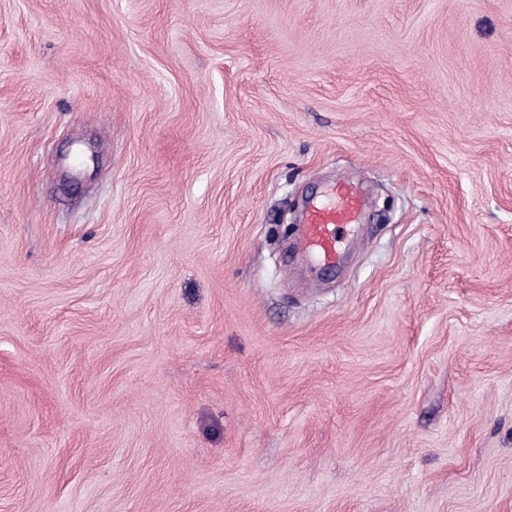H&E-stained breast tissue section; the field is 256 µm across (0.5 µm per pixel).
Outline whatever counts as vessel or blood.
<instances>
[{
	"instance_id": "b4317fda",
	"label": "vessel or blood",
	"mask_w": 512,
	"mask_h": 512,
	"mask_svg": "<svg viewBox=\"0 0 512 512\" xmlns=\"http://www.w3.org/2000/svg\"><path fill=\"white\" fill-rule=\"evenodd\" d=\"M334 201L309 209L305 224L304 247L325 264H335L342 235L357 223L363 207L361 195L347 183L333 188Z\"/></svg>"
}]
</instances>
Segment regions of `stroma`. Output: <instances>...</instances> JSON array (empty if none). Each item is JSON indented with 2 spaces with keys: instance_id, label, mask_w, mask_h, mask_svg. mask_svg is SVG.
<instances>
[{
  "instance_id": "stroma-1",
  "label": "stroma",
  "mask_w": 512,
  "mask_h": 512,
  "mask_svg": "<svg viewBox=\"0 0 512 512\" xmlns=\"http://www.w3.org/2000/svg\"><path fill=\"white\" fill-rule=\"evenodd\" d=\"M0 512H512V0H0ZM331 191V205H314L306 218L304 247L325 264L336 263L342 235L347 226L357 224L363 207L361 195L350 185L341 182Z\"/></svg>"
}]
</instances>
